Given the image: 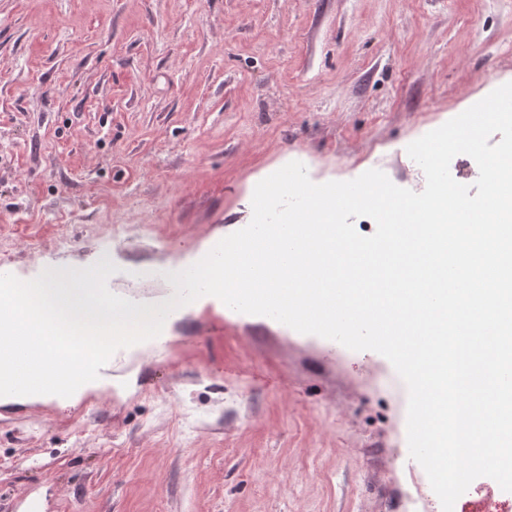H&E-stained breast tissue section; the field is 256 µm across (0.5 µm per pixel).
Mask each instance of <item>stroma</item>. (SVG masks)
<instances>
[{
	"label": "stroma",
	"mask_w": 512,
	"mask_h": 512,
	"mask_svg": "<svg viewBox=\"0 0 512 512\" xmlns=\"http://www.w3.org/2000/svg\"><path fill=\"white\" fill-rule=\"evenodd\" d=\"M512 82V0H0V264L164 269L256 184L371 169ZM407 388L208 298L77 405H0V512H410Z\"/></svg>",
	"instance_id": "35a3bbf8"
}]
</instances>
